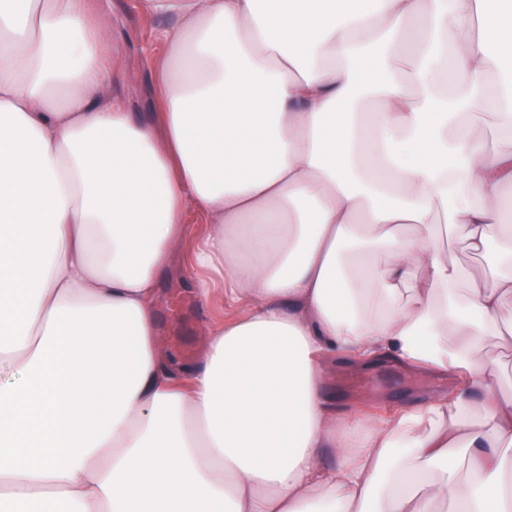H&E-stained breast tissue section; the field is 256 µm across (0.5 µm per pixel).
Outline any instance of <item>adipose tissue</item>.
I'll return each instance as SVG.
<instances>
[{
  "instance_id": "1",
  "label": "adipose tissue",
  "mask_w": 512,
  "mask_h": 512,
  "mask_svg": "<svg viewBox=\"0 0 512 512\" xmlns=\"http://www.w3.org/2000/svg\"><path fill=\"white\" fill-rule=\"evenodd\" d=\"M140 10L145 114L89 0H0V512H512V400L473 355L512 328L508 212L482 203L512 150L463 124L512 136V0ZM456 239L499 249L461 308ZM178 258L215 312L187 368L155 314ZM336 356L453 384L344 415ZM469 128L472 136L485 141L494 150L512 149V139L496 132L487 116H477L470 120Z\"/></svg>"
}]
</instances>
